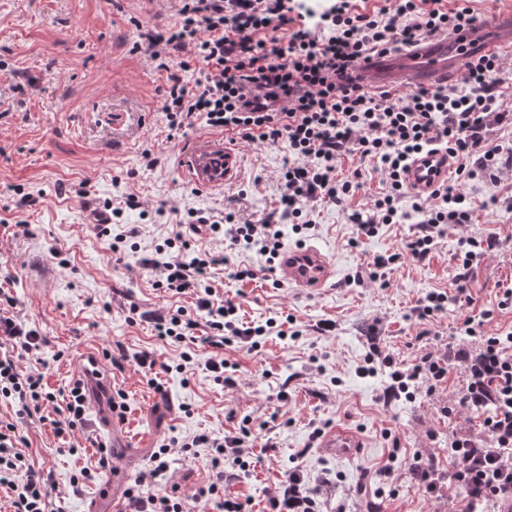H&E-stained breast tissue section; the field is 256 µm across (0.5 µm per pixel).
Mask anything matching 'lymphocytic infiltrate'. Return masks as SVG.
Here are the masks:
<instances>
[{
    "label": "lymphocytic infiltrate",
    "instance_id": "lymphocytic-infiltrate-1",
    "mask_svg": "<svg viewBox=\"0 0 512 512\" xmlns=\"http://www.w3.org/2000/svg\"><path fill=\"white\" fill-rule=\"evenodd\" d=\"M471 0H380L373 9L357 0H319L307 7L300 0H178V20L168 30L144 27L142 36L160 69L169 74L163 107L172 131L196 123L231 133L248 146L285 143L288 161L279 179V205L262 223L241 224L234 215L209 224L231 247L255 251L266 265H274L282 247V223L295 232L310 229L311 206L325 202L343 206L362 189L363 163L380 174L384 192L354 213L357 238L376 236L382 226L395 223L399 205L411 198V209L421 215V230L404 245L402 253L373 258L368 277L377 281L387 269L406 258L425 260L445 233L447 225L465 224L470 210L461 187L477 178L498 183L512 170V147L490 145L491 125H512V113L499 100L500 62L469 56L459 84L405 92L373 91L357 82L354 71L374 55L411 46L441 32L459 33L475 26ZM203 69L194 87L181 82L179 72L190 59ZM445 148L455 160L457 186H439L427 196H409L404 173L410 158L430 146ZM359 160L350 178L340 180L336 169L344 157ZM498 243L495 233L460 239L457 252L459 288L456 296L432 291L420 301L419 318L447 311L453 298H467L466 270L474 257ZM157 262L162 276L158 287L176 294L195 292L196 307L206 316L203 340L221 348L258 346L259 337L284 335L293 317L267 319L249 325L231 300H220L206 279L224 258L192 247L182 235L167 239ZM13 299L0 291V396L17 400L22 412L54 402L43 378L23 372L19 353L38 350L42 338L14 318ZM468 335L478 337L479 351L427 353L411 365L392 356H367L363 373L383 368L388 372V395L408 393L418 381L430 387L448 379L449 361L465 362L466 387L453 413L461 406L485 412L484 433L475 438L456 433L448 441V455L456 463L452 475L466 512L512 499V332L488 334L484 320L466 317ZM14 426L0 429V485L14 494L15 512H48L50 492L43 475L28 468L18 450ZM244 436H228L213 444L207 460L213 480L196 497L215 502L220 512H243L240 502L224 495L225 482L250 469L245 460ZM168 448L153 454L155 466L138 477L128 490L131 512H183L177 485L166 478ZM25 470L18 483L11 475ZM149 492H142V485ZM269 512H318V505L303 477L289 473L268 498Z\"/></svg>",
    "mask_w": 512,
    "mask_h": 512
}]
</instances>
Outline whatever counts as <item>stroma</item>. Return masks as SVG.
I'll list each match as a JSON object with an SVG mask.
<instances>
[{"instance_id": "obj_1", "label": "stroma", "mask_w": 512, "mask_h": 512, "mask_svg": "<svg viewBox=\"0 0 512 512\" xmlns=\"http://www.w3.org/2000/svg\"><path fill=\"white\" fill-rule=\"evenodd\" d=\"M177 20L162 0H0V286L15 299L13 315L44 338L39 351L21 359V369L41 374L56 395L28 415L0 396V424L15 425L19 450L47 478L51 512H84L94 498L99 512H110L102 493L113 471L131 488L164 445L171 448L167 476L179 486L186 512H213L193 497L212 471L182 445L199 435L220 440L244 427L257 464L224 493L246 501V512H265L269 492L289 470L318 492L325 512H465L450 478L448 437L482 436L484 416L463 408L451 418L442 412L466 385L463 362L453 361L446 386L432 392L419 383L410 400L386 398V373L366 375L361 367L374 348L408 364L456 344L476 349L463 320L485 310L493 313L487 332L512 331V310L497 307L503 289L512 288V172L495 185L470 181V222L448 227L424 262L396 264L373 281L368 264L400 252L418 234L419 217L354 240L346 212L363 208L381 183L370 165L344 160L339 176L359 167L365 180L347 207L315 204L314 227L303 235L291 224L282 227L285 246L313 245L333 258L336 275L327 288L308 294L276 286L271 274L238 282L223 267L212 269L214 287L239 304L243 321L290 314L299 330L262 337L253 350L225 348L234 382L217 383L206 368L210 347L161 341L146 322V314L178 310L204 319L193 295L156 287L160 273L146 262L180 233L231 263L264 265L258 253L213 239L208 227L189 228L186 216L230 212L239 222L261 223L278 204L277 176L288 151L281 144L241 148L239 175L227 185L206 187L187 177L183 159L208 128L168 130L158 110L168 74L151 60L138 29L142 22L167 28ZM146 150L156 167L146 166ZM23 191L37 203L18 208ZM131 194L138 206H125ZM108 202L124 210L103 234L93 215ZM490 230L499 243L468 270L472 303L418 319L415 309L427 292L455 295L459 239ZM325 322L331 331H320ZM184 351L191 355L185 364L179 361ZM145 352L158 364L155 373L135 363ZM91 354L102 355L113 391L122 394L130 434L152 433V445L113 458L91 409L75 434L56 435L74 369ZM282 391L284 403L277 398ZM337 426L361 441L352 458L324 455L313 438ZM267 442L274 449L266 453ZM417 455L433 462L439 493L418 484Z\"/></svg>"}]
</instances>
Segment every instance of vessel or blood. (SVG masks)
<instances>
[{"mask_svg": "<svg viewBox=\"0 0 512 512\" xmlns=\"http://www.w3.org/2000/svg\"><path fill=\"white\" fill-rule=\"evenodd\" d=\"M511 47L512 9L490 15L477 25L468 38L444 34L423 39L407 51L393 56H373L361 71L360 78L373 89L442 87L458 76L462 62L472 50L477 49L482 55L498 58ZM240 167L239 151L227 139L196 146L186 164L193 181L205 186L234 181ZM454 168L455 162L446 150L428 149L411 160L405 182L412 193L426 196L439 185L447 183ZM335 273L332 258L312 245L283 249L275 267L281 284L310 293L327 287ZM78 371L88 390L87 402L101 409L98 416L100 427L114 434L125 431L127 418L123 410L119 405L102 401V394L109 391L112 380L100 361L89 358L85 364L79 365ZM358 446L359 441L354 433L334 428L325 434L319 448L327 455L350 458L356 454Z\"/></svg>", "mask_w": 512, "mask_h": 512, "instance_id": "obj_1", "label": "vessel or blood"}]
</instances>
